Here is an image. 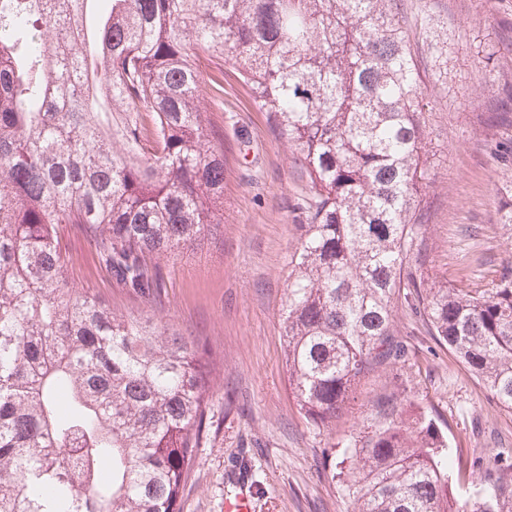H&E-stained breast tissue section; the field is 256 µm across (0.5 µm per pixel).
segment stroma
I'll list each match as a JSON object with an SVG mask.
<instances>
[{
  "label": "stroma",
  "instance_id": "1",
  "mask_svg": "<svg viewBox=\"0 0 512 512\" xmlns=\"http://www.w3.org/2000/svg\"><path fill=\"white\" fill-rule=\"evenodd\" d=\"M404 26L426 103L435 166L426 190L430 257L411 270L424 285L491 287L512 266V126L487 130L483 112L512 92V0H403ZM208 133L224 151V224L215 238L158 265L148 298L117 280L94 243L64 225L70 284L126 314L148 312L183 336L206 339L211 397L205 428L181 492V512H225L240 483L255 490L252 512H351L330 466L336 444L362 426L353 409L334 431L301 417L288 384L282 305L288 262L305 221L308 186L268 114L248 96L231 63L201 66ZM409 357L374 385L405 380L446 422L460 463L458 490L493 453L512 451L503 411L407 303L394 317Z\"/></svg>",
  "mask_w": 512,
  "mask_h": 512
}]
</instances>
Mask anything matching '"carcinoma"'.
<instances>
[{"mask_svg":"<svg viewBox=\"0 0 512 512\" xmlns=\"http://www.w3.org/2000/svg\"><path fill=\"white\" fill-rule=\"evenodd\" d=\"M0 0V512H180L209 401L206 343L70 286L62 225L133 292L224 224V152L199 61L233 62L301 164L289 381L306 423L356 405L338 479L353 512H512V456L464 495L446 423L375 374L406 362L399 300L512 413V268L426 288L418 72L396 0Z\"/></svg>","mask_w":512,"mask_h":512,"instance_id":"carcinoma-1","label":"carcinoma"}]
</instances>
